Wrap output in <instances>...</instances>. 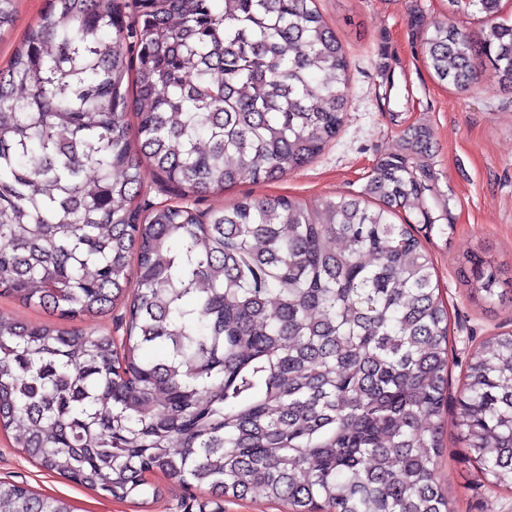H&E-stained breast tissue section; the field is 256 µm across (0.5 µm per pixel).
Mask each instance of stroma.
<instances>
[{"instance_id": "1", "label": "stroma", "mask_w": 512, "mask_h": 512, "mask_svg": "<svg viewBox=\"0 0 512 512\" xmlns=\"http://www.w3.org/2000/svg\"><path fill=\"white\" fill-rule=\"evenodd\" d=\"M46 0H17L14 25L0 36V66L6 65ZM342 42L349 62V108L336 140L310 164L276 182L245 181L200 197V211L228 207L243 197L291 196L307 203L324 197L364 195L378 161L398 151L413 128L428 129L427 159L436 174L423 205L432 228L415 211L401 217L435 263L448 307L449 354L462 357L478 341L512 330V89L484 78L480 88L461 91L438 82L426 66L420 42L447 13L446 0H316ZM479 253L499 271L507 294L487 303L463 279L469 255ZM462 389L460 367L450 366L448 402L442 415V457L437 480L453 512H512V491L480 481L455 426ZM0 481L61 495L76 512H286L260 497L216 503L206 493L169 479L149 477L154 490L134 500H114L42 471L0 430Z\"/></svg>"}]
</instances>
